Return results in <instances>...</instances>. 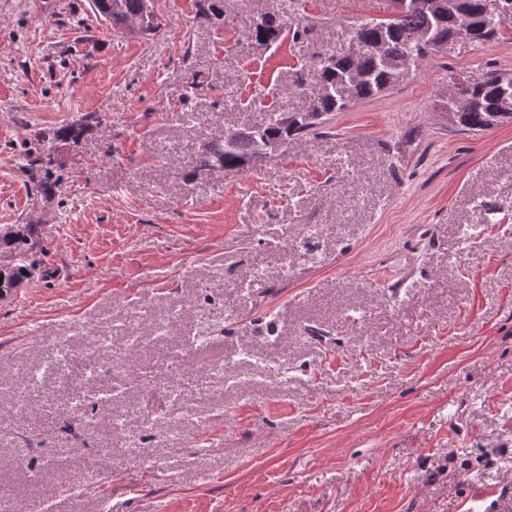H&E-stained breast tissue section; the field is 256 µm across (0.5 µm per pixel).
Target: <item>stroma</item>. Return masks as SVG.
Masks as SVG:
<instances>
[{
	"mask_svg": "<svg viewBox=\"0 0 512 512\" xmlns=\"http://www.w3.org/2000/svg\"><path fill=\"white\" fill-rule=\"evenodd\" d=\"M148 5L153 34L92 0H0V228L37 225L44 250L0 294L11 512H512V122L474 133L436 108L449 75L512 70V24L286 152L201 171L224 129L304 110L319 86L292 73L393 3L299 0L304 36L267 48L251 25L279 0H224L223 26L196 0ZM78 119L36 193L27 149ZM93 332L119 365L111 407L79 378L78 414L21 400L61 345L103 363Z\"/></svg>",
	"mask_w": 512,
	"mask_h": 512,
	"instance_id": "1",
	"label": "stroma"
}]
</instances>
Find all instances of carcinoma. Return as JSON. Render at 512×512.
<instances>
[{"instance_id":"cac0c4a2","label":"carcinoma","mask_w":512,"mask_h":512,"mask_svg":"<svg viewBox=\"0 0 512 512\" xmlns=\"http://www.w3.org/2000/svg\"><path fill=\"white\" fill-rule=\"evenodd\" d=\"M429 2L431 6L426 7L421 0H408L407 6L394 12L392 18L361 24L352 37L357 53L350 52L342 58L329 56L309 72L321 91L304 112L273 116L246 129L249 136L245 138L230 140L219 136L197 154V169L241 168L265 139H301L313 133L326 115L345 111L356 100L377 95L402 81L420 60L448 44L458 30L465 29L468 40L481 47L498 38L504 25L512 21V0H465L463 10L452 5L451 0ZM93 4L97 12L110 14L117 22L143 18L144 0H93ZM198 4L205 17L217 21L224 18V0H198ZM295 6L296 0H281L279 9L269 13L266 31L272 42L279 41L287 30ZM461 82L466 98L464 109L450 99L439 101V110L448 113L449 119L476 132L512 120V70H487L463 77ZM85 128L82 121H74L42 136L38 147L25 154L21 167L41 194H53L51 169L56 162L57 143L78 144ZM35 228L34 224H26L18 231L0 229V253L12 257L4 275L15 284L40 264Z\"/></svg>"}]
</instances>
